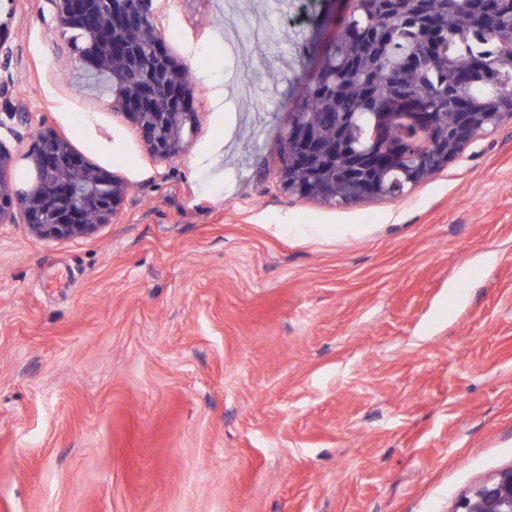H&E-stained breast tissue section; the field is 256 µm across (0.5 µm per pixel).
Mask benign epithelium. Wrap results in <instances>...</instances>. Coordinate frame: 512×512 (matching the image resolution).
I'll return each instance as SVG.
<instances>
[{
    "label": "benign epithelium",
    "instance_id": "benign-epithelium-1",
    "mask_svg": "<svg viewBox=\"0 0 512 512\" xmlns=\"http://www.w3.org/2000/svg\"><path fill=\"white\" fill-rule=\"evenodd\" d=\"M62 38L71 33L84 37L82 57L87 72L112 77L113 62L121 58L126 68L137 72L143 58L137 44H126L116 38L126 23L143 19L140 39L151 44V65L163 76V88L153 82L128 84L121 98L122 114L138 128L162 129V136H150L148 149L162 159H173L182 153L186 139L193 133L188 111L194 91L187 78L188 65L170 56L162 46L160 31L152 11L153 0H52ZM466 122L480 130L501 120L497 112H467ZM294 113H288L293 138L304 147L320 145L319 134L308 126L293 124ZM473 140L459 132L447 133L433 144L450 160ZM25 159L34 174L26 188L18 187L13 176L14 156L0 146V223L13 221L14 210H20L31 233L42 239H68L90 235L116 215L124 197L126 184L112 175L85 163L64 138L46 131L40 148L29 151ZM455 512H512V468L499 471L477 484L466 495Z\"/></svg>",
    "mask_w": 512,
    "mask_h": 512
}]
</instances>
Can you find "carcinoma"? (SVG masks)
Masks as SVG:
<instances>
[{"label":"carcinoma","mask_w":512,"mask_h":512,"mask_svg":"<svg viewBox=\"0 0 512 512\" xmlns=\"http://www.w3.org/2000/svg\"><path fill=\"white\" fill-rule=\"evenodd\" d=\"M353 0L341 19V35L317 57L301 99L291 108L294 123L340 133L363 169L351 180L318 186L300 163L291 128L280 135L281 160L291 159V194L348 204L347 184L367 198H399L421 183L419 170L439 172L445 163L420 148L423 137L412 114H436L432 133L462 128L460 99L481 112L512 113V0ZM491 45L472 48L476 38ZM496 63L494 78L457 86L475 63ZM378 128L377 138L370 136Z\"/></svg>","instance_id":"obj_1"}]
</instances>
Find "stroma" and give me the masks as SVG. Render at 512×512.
I'll list each match as a JSON object with an SVG mask.
<instances>
[{"mask_svg": "<svg viewBox=\"0 0 512 512\" xmlns=\"http://www.w3.org/2000/svg\"><path fill=\"white\" fill-rule=\"evenodd\" d=\"M158 0L198 92L171 160L50 0H0V144L129 186L94 235L0 224V512H455L512 467V119L401 198L289 195L275 144L324 0Z\"/></svg>", "mask_w": 512, "mask_h": 512, "instance_id": "obj_1", "label": "stroma"}]
</instances>
